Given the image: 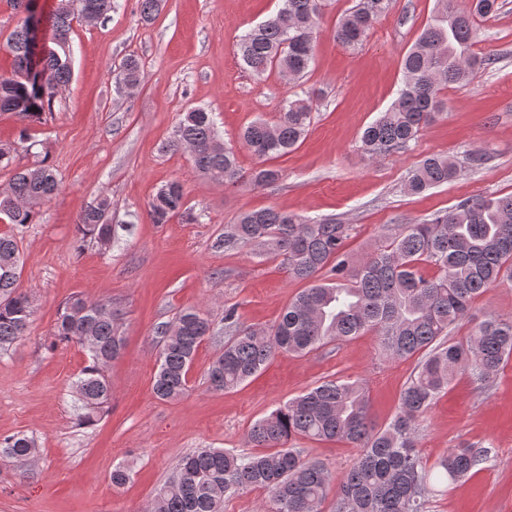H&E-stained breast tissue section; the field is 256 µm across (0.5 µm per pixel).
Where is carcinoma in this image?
<instances>
[{"label":"carcinoma","instance_id":"1","mask_svg":"<svg viewBox=\"0 0 512 512\" xmlns=\"http://www.w3.org/2000/svg\"><path fill=\"white\" fill-rule=\"evenodd\" d=\"M23 14L9 35L14 57L10 76L0 77V111L33 123L54 109L58 94L72 78L76 19L107 18L118 0H58L45 23V50L31 52L33 0H13ZM163 0H138L143 21H153ZM391 0H356L339 19L334 39L346 49L362 44L374 24L389 12ZM323 0H281L271 17L245 31L237 44L243 67L256 76L276 69L291 79L303 77L314 60V34ZM498 0H437V8L412 49L402 58L403 83L390 108L361 135L365 156L374 159L406 150L424 125L445 116L440 85L464 81L486 59L476 56L473 21L490 18ZM139 61L127 57L114 77L122 91L141 84ZM308 96L286 101L278 121L257 119L245 127L242 143L258 158L288 153L305 136L312 120ZM167 149H185L200 175L226 185L243 174L235 147L221 140L214 113L194 107L183 113ZM457 173L448 157L430 155L408 174L406 188L420 193L448 183ZM55 168L43 158L16 172L0 187V222L35 223L36 207L58 190ZM112 202L99 195L79 215L78 232L107 248L114 228L101 222ZM187 213L179 182L162 187L149 205L154 224ZM347 227L332 220L313 221L272 207L242 212L224 232V244L271 254L289 278L303 288L270 326L246 325L230 310L224 350L207 372L215 392L232 391L260 373L277 355L302 356L366 332L377 337L379 357L416 359L398 411L382 428L370 420L365 383L359 379L323 381L256 420L248 432L257 453L227 448H201L183 457L155 491L147 512H224L228 497L262 488L269 498L260 512H322L332 499V512H427L437 486L462 480L494 461L492 445L452 449L430 464L419 454L418 437L426 415L453 380L464 375L484 393L512 361V316L489 313L471 318L474 299L504 281L512 282V194L469 197L448 210L402 231L373 248L355 267L344 259ZM435 269L431 276L424 268ZM21 257L16 237L0 234V355L30 326L33 301L17 287ZM468 335L451 333L463 321ZM160 365L153 392L175 401L189 391L195 354L213 335L212 322L200 309L181 311L157 328ZM54 341L75 342L87 352V364L74 383L87 425L95 424L112 397L107 370L120 357L125 340L112 304L83 295L60 307ZM344 442L358 449L339 476L321 461L309 460L291 447L298 438ZM34 438L17 433L0 438V460L30 462L37 457Z\"/></svg>","mask_w":512,"mask_h":512}]
</instances>
